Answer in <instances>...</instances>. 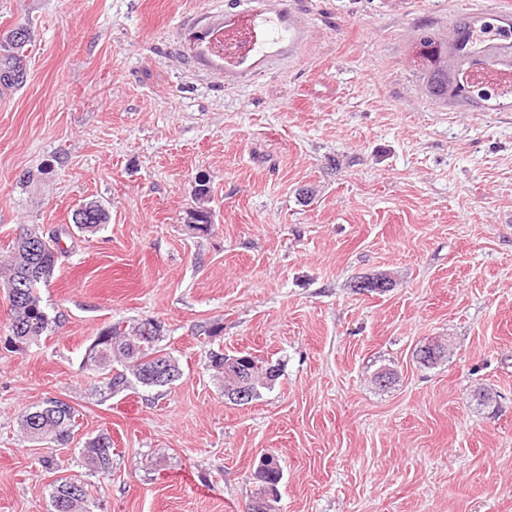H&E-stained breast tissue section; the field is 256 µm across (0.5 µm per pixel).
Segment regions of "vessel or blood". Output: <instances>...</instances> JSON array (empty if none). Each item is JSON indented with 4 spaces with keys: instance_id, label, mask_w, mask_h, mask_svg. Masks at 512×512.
<instances>
[{
    "instance_id": "obj_1",
    "label": "vessel or blood",
    "mask_w": 512,
    "mask_h": 512,
    "mask_svg": "<svg viewBox=\"0 0 512 512\" xmlns=\"http://www.w3.org/2000/svg\"><path fill=\"white\" fill-rule=\"evenodd\" d=\"M512 28V11L472 8L449 17L444 47L463 81H449L448 104L479 103L485 112H512V40L487 35L489 21ZM191 58L211 76L238 82L264 73L271 64L297 60L312 37L309 13L298 0H235L224 12L197 20L189 29Z\"/></svg>"
}]
</instances>
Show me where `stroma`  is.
Wrapping results in <instances>:
<instances>
[{
	"instance_id": "obj_1",
	"label": "stroma",
	"mask_w": 512,
	"mask_h": 512,
	"mask_svg": "<svg viewBox=\"0 0 512 512\" xmlns=\"http://www.w3.org/2000/svg\"><path fill=\"white\" fill-rule=\"evenodd\" d=\"M225 2L0 0V30L34 34L0 98V256L21 225L109 213L41 291L62 324L0 348V512H47L102 431L100 512H244L267 453L276 512H512V112L450 111L420 43L488 0H300L304 59L231 84L179 52ZM202 178L207 235L186 223ZM380 274L392 288L357 290ZM148 319L182 377L107 395L87 349ZM218 350L275 365L273 389L230 402ZM49 397L78 422L52 470L16 422ZM87 213H89V222L86 224L75 223V211L72 215L73 224L80 233H96L101 229L103 224H107L109 221V214L105 207L97 201H90L83 203L82 205ZM81 467L90 476H106L112 472V437L108 433H99L88 438L79 448Z\"/></svg>"
}]
</instances>
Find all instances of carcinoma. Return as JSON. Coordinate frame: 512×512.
I'll return each mask as SVG.
<instances>
[{
    "instance_id": "1",
    "label": "carcinoma",
    "mask_w": 512,
    "mask_h": 512,
    "mask_svg": "<svg viewBox=\"0 0 512 512\" xmlns=\"http://www.w3.org/2000/svg\"><path fill=\"white\" fill-rule=\"evenodd\" d=\"M33 39L27 32L25 39L17 42L12 29L0 32V97L11 94L24 86L28 75L27 50ZM430 74L433 75L434 92L440 96L448 86V64L445 56L437 50H430ZM89 213V222L78 224L81 233H95L108 223L109 214L97 201L83 204ZM187 223L192 229L207 232L212 221L205 208L191 211ZM65 253L61 235L46 237L35 225L21 228L15 238L9 255L0 265V287L4 288L9 302V334L3 341L4 349L16 352L41 336L55 330L59 315H50L42 305L41 289L47 287L53 277L59 257ZM161 325L154 324L151 338H142L140 328L127 331L116 322L102 330L95 338L86 356L85 366L104 375L105 388L118 392L133 387L155 389V367L167 365L172 373L170 382L179 380L182 371L178 360L160 346ZM249 374L252 397L256 398L262 389L272 385L265 380L268 365L259 358L246 354L244 363ZM55 399L23 411L18 416L21 435L29 441L46 442L56 447H65L72 442L76 428L75 408H54ZM82 468L90 476H106L112 472V437L99 433L87 439L79 449ZM274 466L255 472L257 489L252 500L266 495L267 489L279 484L282 477L280 457L272 456ZM73 479L82 484L80 497L71 500L66 512H94L95 501L89 483L80 476Z\"/></svg>"
}]
</instances>
